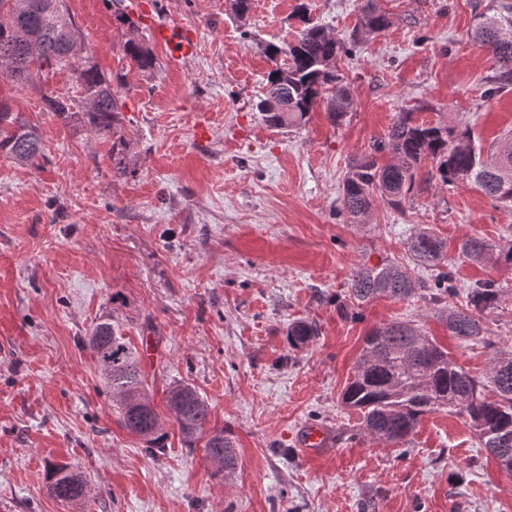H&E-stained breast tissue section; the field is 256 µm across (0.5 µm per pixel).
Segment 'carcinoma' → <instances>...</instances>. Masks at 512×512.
I'll return each instance as SVG.
<instances>
[{"instance_id": "cac0c4a2", "label": "carcinoma", "mask_w": 512, "mask_h": 512, "mask_svg": "<svg viewBox=\"0 0 512 512\" xmlns=\"http://www.w3.org/2000/svg\"><path fill=\"white\" fill-rule=\"evenodd\" d=\"M112 0L115 19L127 28L125 53L140 72L154 69L156 58L139 36L134 21ZM473 40L498 60L502 74L512 82V0H471ZM306 23L298 38L285 45L269 43L264 52L273 64L266 91L257 103L263 121L271 127L289 128L306 123L316 105L326 103L333 123L340 122L353 106V96L338 70L326 64L350 52L364 38L393 25L387 14L372 6L357 18L351 41L344 43L324 28ZM70 69L86 105L73 110L69 99L42 94L45 105L64 122L77 125L104 139L117 135L118 102L112 78L105 76L83 48L80 32L65 0H0V82H32L44 70ZM270 98L288 103L286 112H269ZM43 141L32 125L6 100L0 99V154L32 166L43 157ZM392 154L393 162L381 164L377 154ZM470 185L493 202L512 205V137L507 135L488 147L476 141L471 126L461 123H417L413 113H398L385 139L372 145L352 166L340 195L339 215L359 223L382 199L400 210L422 185ZM414 265L428 269L425 279H415L409 269L390 262L363 263L348 282V298L357 306L380 297L404 300L417 297L436 307L448 333L464 341L485 339L483 316L498 307L500 288L494 281L458 289L444 241L430 228L417 226L407 239ZM460 255L475 263L512 266V246L495 248L484 238L469 236L459 244ZM318 335L316 324L297 320L288 325V346L299 349ZM83 346L94 356L105 387L112 394L120 426L137 436L146 450L156 451L164 437L145 370L137 349L110 319L97 322ZM492 387L494 398L486 395ZM342 402L362 415L364 436L398 447L409 442L421 419L443 410L465 416L475 431L479 447L512 475V348L493 349L489 370L479 379L448 357V351L412 320H394L374 327L365 338L354 378ZM186 447L206 438V457L224 471L237 464L234 442L224 430L208 427L210 410L205 398L189 384H177L166 393ZM52 472L49 491L67 505L89 492L80 474L66 480Z\"/></svg>"}]
</instances>
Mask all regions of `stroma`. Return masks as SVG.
<instances>
[{
    "label": "stroma",
    "mask_w": 512,
    "mask_h": 512,
    "mask_svg": "<svg viewBox=\"0 0 512 512\" xmlns=\"http://www.w3.org/2000/svg\"><path fill=\"white\" fill-rule=\"evenodd\" d=\"M131 12L157 59L149 73L124 53L112 0H66L84 46L112 77L131 171L115 175L110 141L65 125L48 91L78 96L66 69L37 88L0 84L35 125L45 157L0 155V512H72L48 491L67 464L92 487L81 512H512V478L455 412L425 415L406 448L359 432L342 393L367 332L413 320L449 357L484 377L492 346L512 345V267L459 257L462 238L512 243V207L468 187H426L395 210L376 201L361 223L336 217L344 176L397 113L469 122L483 145L512 131V86L485 91L499 65L471 41L470 0H374L393 25L336 66L354 105L333 124L317 105L303 126L274 128L256 104L271 67L261 43L293 41L306 4L313 22L348 40L365 0H140ZM193 40L174 58L154 35ZM455 258L458 284L501 288L486 342L449 335L431 305L379 298L358 316L337 309L360 264L408 260L416 225ZM122 323L143 361L160 416L169 385H194L210 424L229 430L237 468L217 472L173 422L148 454L112 411L81 340L100 319ZM319 334L289 350L288 324ZM321 427L330 448L298 447Z\"/></svg>",
    "instance_id": "stroma-1"
}]
</instances>
